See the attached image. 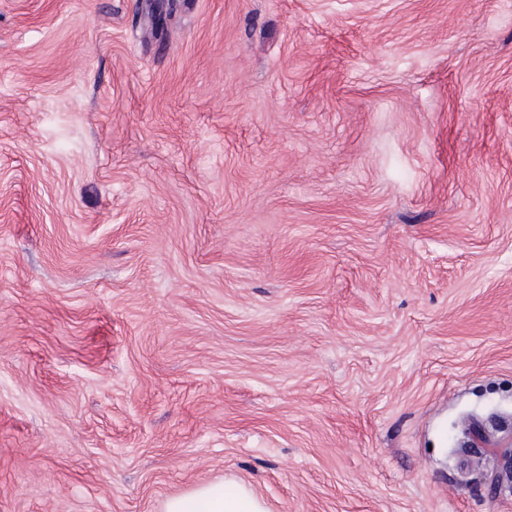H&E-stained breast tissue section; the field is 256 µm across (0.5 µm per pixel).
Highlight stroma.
I'll list each match as a JSON object with an SVG mask.
<instances>
[{
  "instance_id": "35a3bbf8",
  "label": "stroma",
  "mask_w": 512,
  "mask_h": 512,
  "mask_svg": "<svg viewBox=\"0 0 512 512\" xmlns=\"http://www.w3.org/2000/svg\"><path fill=\"white\" fill-rule=\"evenodd\" d=\"M512 0H0V512H512ZM163 512H266L263 503L246 487L226 482L208 483L170 497Z\"/></svg>"
}]
</instances>
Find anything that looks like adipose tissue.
<instances>
[{"instance_id": "adipose-tissue-1", "label": "adipose tissue", "mask_w": 512, "mask_h": 512, "mask_svg": "<svg viewBox=\"0 0 512 512\" xmlns=\"http://www.w3.org/2000/svg\"><path fill=\"white\" fill-rule=\"evenodd\" d=\"M163 512H265V507L246 487L218 482L170 497Z\"/></svg>"}]
</instances>
